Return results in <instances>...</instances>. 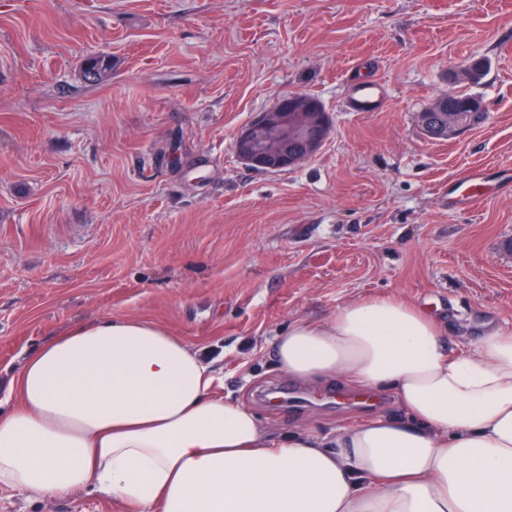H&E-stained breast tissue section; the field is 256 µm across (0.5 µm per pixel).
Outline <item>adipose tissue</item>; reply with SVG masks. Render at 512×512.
Masks as SVG:
<instances>
[{"label": "adipose tissue", "instance_id": "ef3b65f1", "mask_svg": "<svg viewBox=\"0 0 512 512\" xmlns=\"http://www.w3.org/2000/svg\"><path fill=\"white\" fill-rule=\"evenodd\" d=\"M288 376L391 392L400 417L278 438L200 350L145 317L53 335L11 381L0 489L93 488L136 512H512V330L448 354L397 297L277 336Z\"/></svg>", "mask_w": 512, "mask_h": 512}]
</instances>
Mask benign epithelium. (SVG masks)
Wrapping results in <instances>:
<instances>
[{
    "mask_svg": "<svg viewBox=\"0 0 512 512\" xmlns=\"http://www.w3.org/2000/svg\"><path fill=\"white\" fill-rule=\"evenodd\" d=\"M449 96L436 99L420 113L419 124L431 139H452L463 133L450 112H460ZM329 113L301 94L279 98L273 106L258 112L241 127L234 138V150L241 162L266 173L286 171L310 160L324 145L330 132Z\"/></svg>",
    "mask_w": 512,
    "mask_h": 512,
    "instance_id": "7a95c632",
    "label": "benign epithelium"
}]
</instances>
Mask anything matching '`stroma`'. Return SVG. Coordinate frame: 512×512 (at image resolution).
<instances>
[{
  "label": "stroma",
  "mask_w": 512,
  "mask_h": 512,
  "mask_svg": "<svg viewBox=\"0 0 512 512\" xmlns=\"http://www.w3.org/2000/svg\"><path fill=\"white\" fill-rule=\"evenodd\" d=\"M93 53L110 81L84 80ZM477 58L479 83L450 80ZM354 68L382 111H346ZM462 91L486 121L427 138L419 113ZM295 93L329 112L324 146L246 167L237 130ZM474 168L477 205L449 207ZM378 296L426 310L452 351L512 329V0H0V397L71 324L145 316L209 348L274 435L329 434L399 410L292 381L275 338ZM0 512L131 510L3 489Z\"/></svg>",
  "instance_id": "stroma-1"
}]
</instances>
